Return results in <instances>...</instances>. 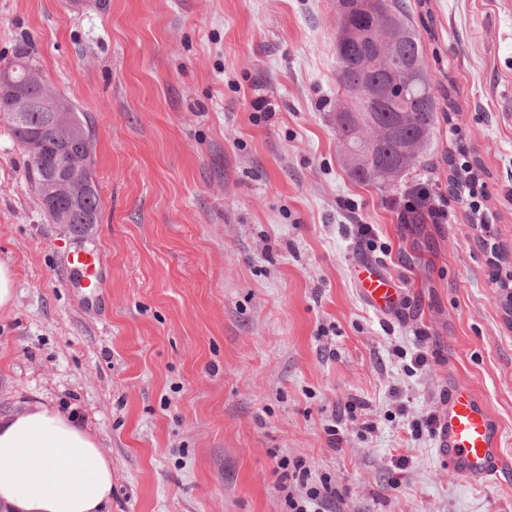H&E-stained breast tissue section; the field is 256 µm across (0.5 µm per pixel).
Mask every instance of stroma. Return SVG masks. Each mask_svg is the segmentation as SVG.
I'll return each mask as SVG.
<instances>
[{"label":"stroma","instance_id":"obj_1","mask_svg":"<svg viewBox=\"0 0 512 512\" xmlns=\"http://www.w3.org/2000/svg\"><path fill=\"white\" fill-rule=\"evenodd\" d=\"M422 14L458 110L380 190L350 178L336 138V0H0V65L33 38L87 118L101 196L89 234L53 223L0 119L16 288L0 416H77L112 460L108 512H288L283 456L343 491L341 512H512V467L469 484L412 428L456 368L512 464V290L491 279L493 262L512 272V0ZM456 137L480 167V224L448 194ZM78 247L101 253L103 291L67 288ZM362 260L398 283L402 314L363 301Z\"/></svg>","mask_w":512,"mask_h":512}]
</instances>
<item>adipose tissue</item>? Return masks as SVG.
Returning <instances> with one entry per match:
<instances>
[{"label": "adipose tissue", "mask_w": 512, "mask_h": 512, "mask_svg": "<svg viewBox=\"0 0 512 512\" xmlns=\"http://www.w3.org/2000/svg\"><path fill=\"white\" fill-rule=\"evenodd\" d=\"M112 461L70 416L37 403L0 417V512H103Z\"/></svg>", "instance_id": "ef3b65f1"}]
</instances>
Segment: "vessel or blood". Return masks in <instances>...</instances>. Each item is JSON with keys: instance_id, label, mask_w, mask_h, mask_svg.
Instances as JSON below:
<instances>
[{"instance_id": "b4317fda", "label": "vessel or blood", "mask_w": 512, "mask_h": 512, "mask_svg": "<svg viewBox=\"0 0 512 512\" xmlns=\"http://www.w3.org/2000/svg\"><path fill=\"white\" fill-rule=\"evenodd\" d=\"M67 266L74 290H82L88 284L101 286L103 263L99 253L71 251ZM356 278L364 299L375 312L386 315L400 309L401 288L376 265H358ZM504 444L502 426L481 395L456 374H449L444 408L435 429L438 457L465 482L487 485L500 480L507 468L502 454Z\"/></svg>"}]
</instances>
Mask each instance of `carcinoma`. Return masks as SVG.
Masks as SVG:
<instances>
[{"label": "carcinoma", "instance_id": "obj_1", "mask_svg": "<svg viewBox=\"0 0 512 512\" xmlns=\"http://www.w3.org/2000/svg\"><path fill=\"white\" fill-rule=\"evenodd\" d=\"M403 0H337L336 31V137L343 147L350 176L357 182L385 189L401 179L430 153L440 118L455 111L448 90L434 81L411 11ZM393 39V56L377 65L384 45L377 32ZM9 73L12 92L0 97V115L7 119L15 140L30 158L27 173L35 184L42 207L72 235H84L99 223L100 195L90 171L93 138L85 117L68 100L52 92L43 79L37 52L30 40H21ZM399 83L405 93L367 99L360 87ZM32 100L49 94L55 101L56 123L37 104L14 118L15 93ZM61 133L70 134L67 163L75 176L74 188L54 178L51 152L45 144ZM470 170L448 160V193L462 200Z\"/></svg>", "mask_w": 512, "mask_h": 512}]
</instances>
